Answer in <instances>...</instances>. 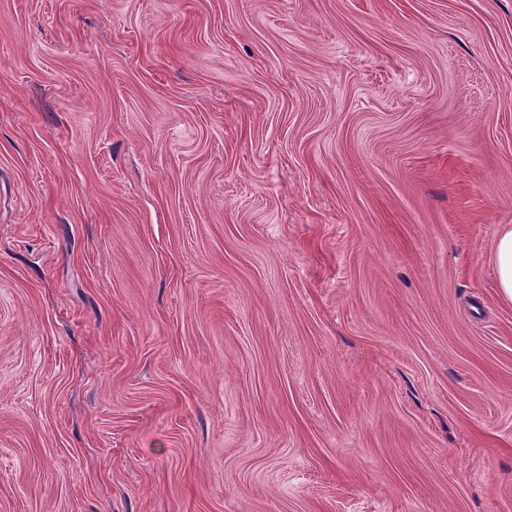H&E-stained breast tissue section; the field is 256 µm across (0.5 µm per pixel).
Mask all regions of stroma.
<instances>
[{
    "instance_id": "stroma-1",
    "label": "stroma",
    "mask_w": 512,
    "mask_h": 512,
    "mask_svg": "<svg viewBox=\"0 0 512 512\" xmlns=\"http://www.w3.org/2000/svg\"><path fill=\"white\" fill-rule=\"evenodd\" d=\"M512 0H0V512H512ZM495 267L500 297L512 303V228L503 230L496 239Z\"/></svg>"
}]
</instances>
